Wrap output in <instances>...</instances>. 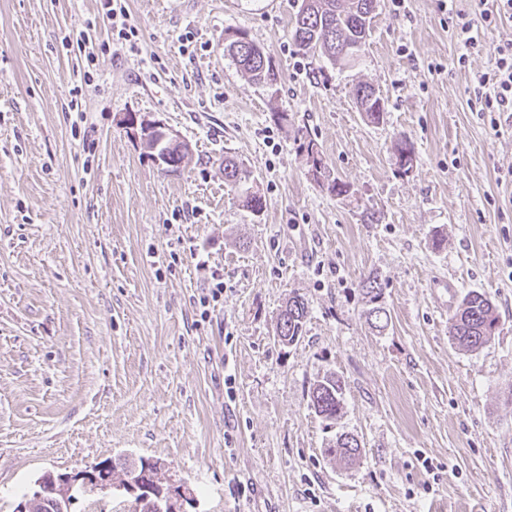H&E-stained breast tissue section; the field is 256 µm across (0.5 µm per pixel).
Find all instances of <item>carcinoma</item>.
<instances>
[{"label": "carcinoma", "instance_id": "obj_1", "mask_svg": "<svg viewBox=\"0 0 512 512\" xmlns=\"http://www.w3.org/2000/svg\"><path fill=\"white\" fill-rule=\"evenodd\" d=\"M373 0H314L315 7L308 14L299 8L294 16L291 29V41L298 51L304 54H322L338 62L349 63L360 57L362 48L370 36L377 13L370 12L368 4ZM224 50L233 58L239 69L256 83L273 86L279 75L271 64L270 57H261L255 49V43L248 41L240 44L236 40L224 43ZM355 96L360 110L366 119L378 124L384 121L386 108L381 105L383 98L375 89L361 84L355 89ZM299 147L306 152L313 179L320 183L326 180L325 163L317 144L309 139L297 138ZM146 147L156 155L169 158L167 167L176 170L185 159L186 153L181 145L172 144L158 137L146 141ZM250 178V172L235 159L224 157V179L230 188H237ZM362 290L374 304L368 316L376 328H385L389 322L387 311L378 305L381 289L375 278L368 277L362 281ZM291 308L279 314L276 323L280 343L289 346L302 336L303 327L309 313L308 303L304 297L294 295L288 299ZM498 318L491 299L484 293L469 291L448 318V336L458 346L474 352L483 348L494 335ZM345 383L341 378L327 375L314 384L310 391L311 405L315 412L326 420H334L342 409ZM328 456L350 462L359 455V446L355 438H337L336 444L326 449ZM139 467L143 485L152 489L149 498L136 496L139 512H160L158 507L163 502L158 497L157 473L154 465L144 459L128 462L123 472ZM58 476L47 474L35 481L34 488L23 497L35 503L33 512H58L55 484Z\"/></svg>", "mask_w": 512, "mask_h": 512}]
</instances>
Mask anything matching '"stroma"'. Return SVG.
Instances as JSON below:
<instances>
[{
  "mask_svg": "<svg viewBox=\"0 0 512 512\" xmlns=\"http://www.w3.org/2000/svg\"><path fill=\"white\" fill-rule=\"evenodd\" d=\"M125 6L128 41L103 0H0V512L42 475L128 457L185 485L184 512H512V125L470 108L487 54L458 66L440 0H380L350 65L297 51L298 0ZM236 29L276 86L225 55ZM361 83L383 123L361 112ZM129 113L189 145L178 170ZM300 129L349 195L312 180ZM228 155L260 215L225 186ZM471 290L498 316L473 353L448 335ZM294 294L309 314L286 347L276 320ZM331 373L346 390L329 424L310 391ZM342 433L361 443L350 465L325 453ZM355 96L361 112L371 123L379 124L384 121L385 101L375 89L367 84L358 85L355 89ZM380 102L383 105H380Z\"/></svg>",
  "mask_w": 512,
  "mask_h": 512,
  "instance_id": "obj_1",
  "label": "stroma"
}]
</instances>
